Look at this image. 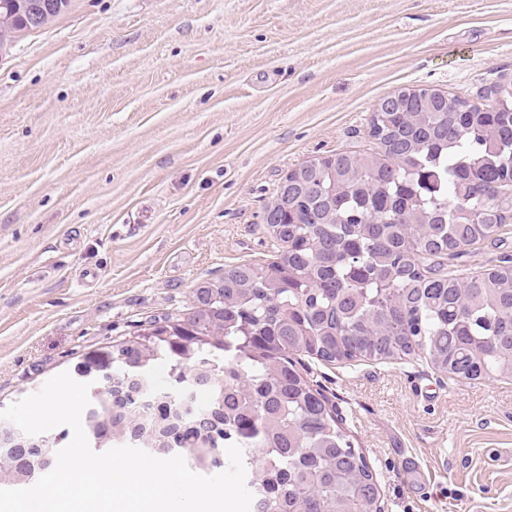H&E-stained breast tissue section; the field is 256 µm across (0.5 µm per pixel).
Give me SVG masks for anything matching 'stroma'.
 I'll return each mask as SVG.
<instances>
[{
    "mask_svg": "<svg viewBox=\"0 0 512 512\" xmlns=\"http://www.w3.org/2000/svg\"><path fill=\"white\" fill-rule=\"evenodd\" d=\"M502 76L512 0H70L0 55V404L270 262L280 183L371 147L379 98ZM505 257L512 226L454 268ZM305 364L383 512H512V379Z\"/></svg>",
    "mask_w": 512,
    "mask_h": 512,
    "instance_id": "obj_1",
    "label": "stroma"
}]
</instances>
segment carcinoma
Masks as SVG:
<instances>
[{
	"instance_id": "1",
	"label": "carcinoma",
	"mask_w": 512,
	"mask_h": 512,
	"mask_svg": "<svg viewBox=\"0 0 512 512\" xmlns=\"http://www.w3.org/2000/svg\"><path fill=\"white\" fill-rule=\"evenodd\" d=\"M369 127L373 149L298 166L269 225L273 261L224 270L188 316L73 366L78 382L112 374L82 415L95 451L131 445L205 472L237 444L258 512H377L376 476L301 357L423 356L455 380L512 378V260L467 278L444 268L512 224V79L475 100L421 88ZM159 362L173 383L205 380L207 400L156 387ZM67 437H0V488L54 467Z\"/></svg>"
}]
</instances>
